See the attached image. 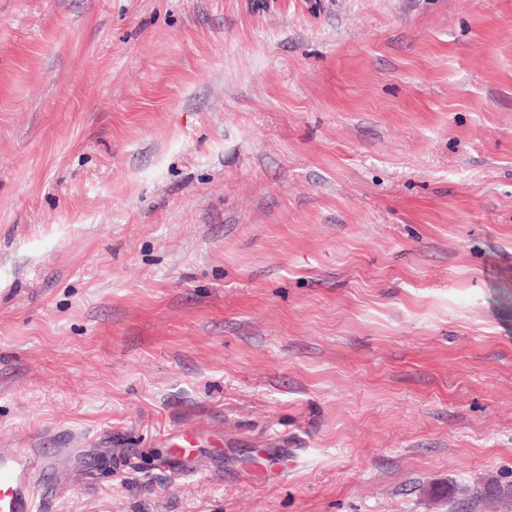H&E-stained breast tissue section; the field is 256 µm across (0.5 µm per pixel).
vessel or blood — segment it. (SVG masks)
I'll list each match as a JSON object with an SVG mask.
<instances>
[{
  "label": "vessel or blood",
  "mask_w": 512,
  "mask_h": 512,
  "mask_svg": "<svg viewBox=\"0 0 512 512\" xmlns=\"http://www.w3.org/2000/svg\"><path fill=\"white\" fill-rule=\"evenodd\" d=\"M48 458L40 448H0V512H42L57 488L45 480Z\"/></svg>",
  "instance_id": "obj_1"
}]
</instances>
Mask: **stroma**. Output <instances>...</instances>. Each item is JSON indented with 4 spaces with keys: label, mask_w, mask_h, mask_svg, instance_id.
<instances>
[{
    "label": "stroma",
    "mask_w": 512,
    "mask_h": 512,
    "mask_svg": "<svg viewBox=\"0 0 512 512\" xmlns=\"http://www.w3.org/2000/svg\"><path fill=\"white\" fill-rule=\"evenodd\" d=\"M73 434L48 512H512V0H0V448Z\"/></svg>",
    "instance_id": "35a3bbf8"
}]
</instances>
